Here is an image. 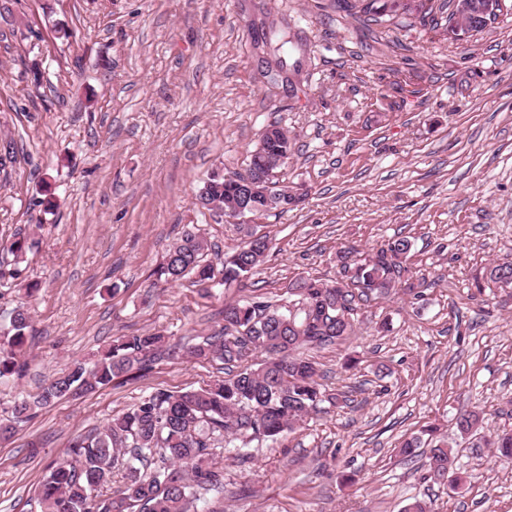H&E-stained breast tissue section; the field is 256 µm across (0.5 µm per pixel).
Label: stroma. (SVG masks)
I'll list each match as a JSON object with an SVG mask.
<instances>
[{
  "mask_svg": "<svg viewBox=\"0 0 512 512\" xmlns=\"http://www.w3.org/2000/svg\"><path fill=\"white\" fill-rule=\"evenodd\" d=\"M433 13L371 16L343 0H0V336L28 302L27 372L0 383V408L122 335L159 332L174 350L142 377L62 399L0 442V512H41L38 486L76 436L151 392L203 387L221 362L188 350L224 324V306L291 280L339 278L337 253L412 244L395 294L370 301L355 336L314 350L322 391L347 403L240 466L216 451L224 489L200 512H512V464L460 439L467 407L512 432V292L475 288L512 253V0L483 31L448 34ZM287 130V212L243 223L202 210L214 172H246L263 129ZM221 264L255 229L266 263L246 286L158 282L183 231ZM436 426L455 440L465 482L425 480L398 453Z\"/></svg>",
  "mask_w": 512,
  "mask_h": 512,
  "instance_id": "1",
  "label": "stroma"
}]
</instances>
